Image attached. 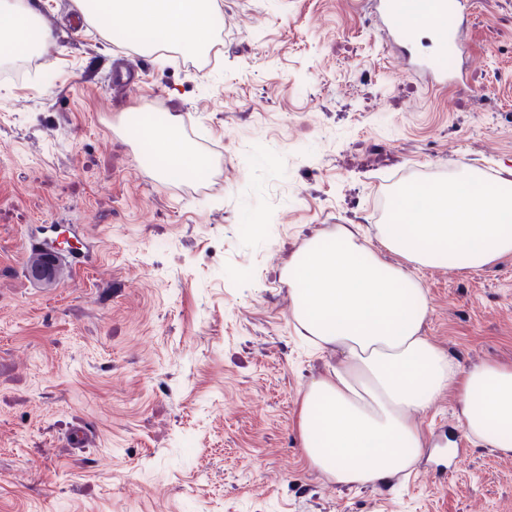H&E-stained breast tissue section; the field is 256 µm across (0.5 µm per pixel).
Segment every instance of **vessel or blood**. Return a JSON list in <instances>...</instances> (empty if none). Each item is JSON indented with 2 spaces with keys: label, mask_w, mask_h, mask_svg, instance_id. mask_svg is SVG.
Listing matches in <instances>:
<instances>
[{
  "label": "vessel or blood",
  "mask_w": 512,
  "mask_h": 512,
  "mask_svg": "<svg viewBox=\"0 0 512 512\" xmlns=\"http://www.w3.org/2000/svg\"><path fill=\"white\" fill-rule=\"evenodd\" d=\"M374 13L384 33L395 44L409 48L415 46L418 28L412 18L410 0H371ZM465 0H427L423 18L436 36L434 51L429 55H416L407 63L409 71L419 74L429 89H444L459 83L461 75L446 66L447 55H460L463 51L461 18ZM27 266L51 264L53 277L73 274L89 267L92 256L88 251L63 249L56 242L42 238L39 230H31L25 245Z\"/></svg>",
  "instance_id": "obj_1"
}]
</instances>
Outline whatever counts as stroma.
Returning a JSON list of instances; mask_svg holds the SVG:
<instances>
[{
	"instance_id": "stroma-1",
	"label": "stroma",
	"mask_w": 512,
	"mask_h": 512,
	"mask_svg": "<svg viewBox=\"0 0 512 512\" xmlns=\"http://www.w3.org/2000/svg\"><path fill=\"white\" fill-rule=\"evenodd\" d=\"M218 2L205 56L108 43L73 0H40L54 40L30 70L0 53V512H512V456L440 431L450 392L412 414L425 446L389 485L310 465L300 403L337 357L288 286L310 240L375 235L399 184L512 167V0H479L464 83L435 97L368 0ZM131 112L179 115L207 176L158 182ZM33 224L79 227L96 265L26 277ZM417 276L425 336L512 364V256Z\"/></svg>"
}]
</instances>
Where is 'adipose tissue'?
Wrapping results in <instances>:
<instances>
[{
  "instance_id": "adipose-tissue-1",
  "label": "adipose tissue",
  "mask_w": 512,
  "mask_h": 512,
  "mask_svg": "<svg viewBox=\"0 0 512 512\" xmlns=\"http://www.w3.org/2000/svg\"><path fill=\"white\" fill-rule=\"evenodd\" d=\"M104 37L140 34L138 50L206 54L223 22L217 0H76ZM54 33L36 0H0V49L35 51ZM177 116L136 134L159 161L160 182L201 178L205 156L185 141ZM474 171L410 182L393 194L375 239L337 227L309 241L288 265L292 317L320 347L336 350L330 371L306 387L299 435L310 464L338 485L377 487L414 463L423 446L409 421L447 389L457 391L471 437L512 454V366L468 369L422 333L429 306L416 270L445 260L478 269L512 255V169L492 187ZM402 257L386 261L384 252Z\"/></svg>"
}]
</instances>
